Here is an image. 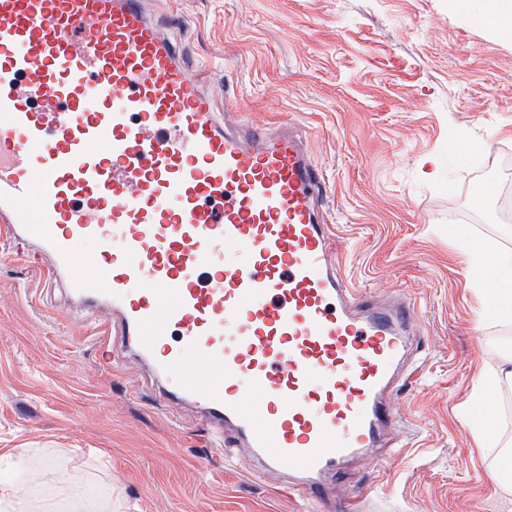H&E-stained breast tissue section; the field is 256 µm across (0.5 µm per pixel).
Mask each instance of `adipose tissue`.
<instances>
[{"instance_id":"1","label":"adipose tissue","mask_w":512,"mask_h":512,"mask_svg":"<svg viewBox=\"0 0 512 512\" xmlns=\"http://www.w3.org/2000/svg\"><path fill=\"white\" fill-rule=\"evenodd\" d=\"M451 9L465 11L486 20L501 31L512 34V0H448ZM458 252L472 272L469 282L478 298H490L499 318L512 319V253L495 249L459 235ZM512 381V356L498 364L496 377L485 379L472 397L470 430L479 443L493 441L495 396L500 381Z\"/></svg>"}]
</instances>
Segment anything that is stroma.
<instances>
[{
    "label": "stroma",
    "instance_id": "obj_1",
    "mask_svg": "<svg viewBox=\"0 0 512 512\" xmlns=\"http://www.w3.org/2000/svg\"><path fill=\"white\" fill-rule=\"evenodd\" d=\"M210 74L216 111L298 127L325 176L336 272L415 308L418 347L395 385L402 451L355 459L364 512H512L496 447L463 422L481 371L512 354V320L482 312L457 233L512 252V35L448 0H147ZM484 147L492 175L473 179ZM36 263L0 241V457L39 473L33 512H303L219 457L199 414L164 399L150 365L78 316Z\"/></svg>",
    "mask_w": 512,
    "mask_h": 512
}]
</instances>
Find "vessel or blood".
<instances>
[{"mask_svg":"<svg viewBox=\"0 0 512 512\" xmlns=\"http://www.w3.org/2000/svg\"><path fill=\"white\" fill-rule=\"evenodd\" d=\"M207 82L143 0H0V237L324 512L397 440L414 306L337 278L302 136L225 129Z\"/></svg>","mask_w":512,"mask_h":512,"instance_id":"obj_1","label":"vessel or blood"}]
</instances>
